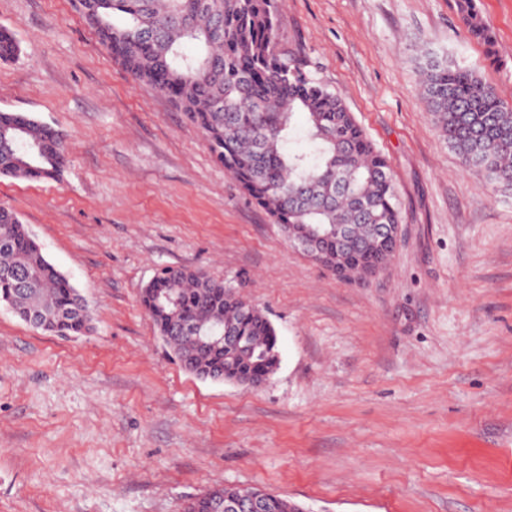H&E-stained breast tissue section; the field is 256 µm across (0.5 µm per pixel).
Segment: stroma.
Listing matches in <instances>:
<instances>
[{"label": "stroma", "mask_w": 512, "mask_h": 512, "mask_svg": "<svg viewBox=\"0 0 512 512\" xmlns=\"http://www.w3.org/2000/svg\"><path fill=\"white\" fill-rule=\"evenodd\" d=\"M276 0V49L339 94L388 160L402 238L345 284L295 250L173 102L134 82L71 0H0L20 44L0 111L62 130L57 180L0 176L94 316L55 336L0 306V512H183L218 484L305 512H512V191L464 169L423 54L512 101V0ZM240 286L279 337L258 389L197 378L140 305L164 267ZM475 0H459L458 9L471 37L484 45L486 58L490 64L498 63L496 37L491 27L476 8Z\"/></svg>", "instance_id": "stroma-1"}]
</instances>
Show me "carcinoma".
I'll return each instance as SVG.
<instances>
[{
	"mask_svg": "<svg viewBox=\"0 0 512 512\" xmlns=\"http://www.w3.org/2000/svg\"><path fill=\"white\" fill-rule=\"evenodd\" d=\"M101 44L132 79L173 101L203 132L208 148L249 198L293 236L313 231L329 240L321 265L366 279L392 255L376 247L372 224L402 223L398 192L385 156L347 109L295 59L275 47V0H76ZM471 37L498 63L496 37L474 0H458ZM20 47L0 29V60ZM423 88L441 136L467 169L512 190V103L474 71L425 56ZM306 118L295 144L294 119ZM62 131L23 112H0V176L54 179L67 163ZM369 202L361 211L357 201ZM348 224L362 243L336 248ZM0 305L23 320H48L57 336L88 333L93 315L70 280L43 255L18 216L0 208ZM141 306L182 366L198 378L245 380L279 365L278 336L258 305L199 270L165 267L143 290ZM230 328L247 346L232 352L219 336ZM265 497L264 512H295L297 503L259 488L216 487L185 512H210L216 499Z\"/></svg>",
	"mask_w": 512,
	"mask_h": 512,
	"instance_id": "obj_1",
	"label": "carcinoma"
}]
</instances>
